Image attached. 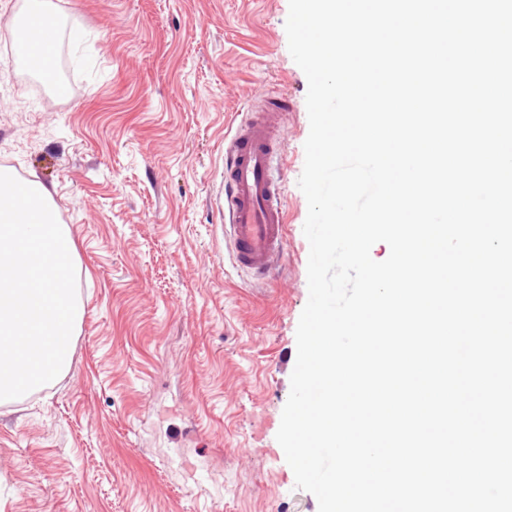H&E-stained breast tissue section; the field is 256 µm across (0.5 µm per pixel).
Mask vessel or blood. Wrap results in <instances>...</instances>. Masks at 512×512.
I'll return each mask as SVG.
<instances>
[{
    "label": "vessel or blood",
    "instance_id": "obj_1",
    "mask_svg": "<svg viewBox=\"0 0 512 512\" xmlns=\"http://www.w3.org/2000/svg\"><path fill=\"white\" fill-rule=\"evenodd\" d=\"M291 109L284 98L263 103L239 120L225 149L216 206L234 264L258 278L267 277L288 251L284 192L274 176L280 151L273 120Z\"/></svg>",
    "mask_w": 512,
    "mask_h": 512
}]
</instances>
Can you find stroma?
<instances>
[{"label": "stroma", "instance_id": "1", "mask_svg": "<svg viewBox=\"0 0 512 512\" xmlns=\"http://www.w3.org/2000/svg\"><path fill=\"white\" fill-rule=\"evenodd\" d=\"M62 91L0 42V167L54 186L84 316L69 369L0 401V512H319L276 440L308 300L307 78L289 0H53ZM287 95L288 259L237 271L224 138Z\"/></svg>", "mask_w": 512, "mask_h": 512}]
</instances>
